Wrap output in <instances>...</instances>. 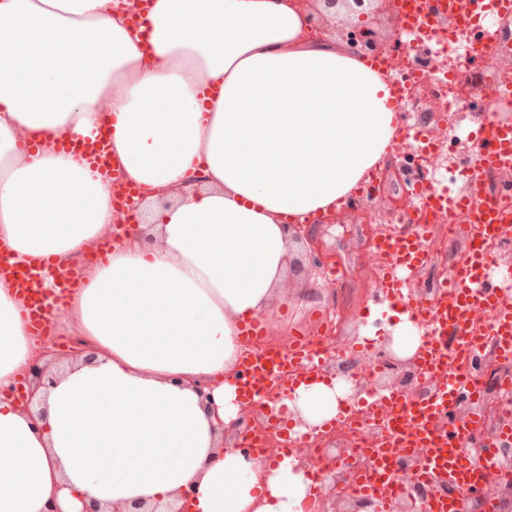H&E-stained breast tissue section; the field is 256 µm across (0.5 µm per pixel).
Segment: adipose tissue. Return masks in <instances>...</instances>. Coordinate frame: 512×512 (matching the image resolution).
<instances>
[{
    "mask_svg": "<svg viewBox=\"0 0 512 512\" xmlns=\"http://www.w3.org/2000/svg\"><path fill=\"white\" fill-rule=\"evenodd\" d=\"M399 127L387 74L310 35L297 0H151L135 28L117 0H0L11 261L66 271L112 231L111 180L60 141L108 130L145 194L144 224L80 268L63 304L93 360L60 363L31 413L0 395V512H304V462L222 447L240 421L241 328L298 299L290 224L339 211ZM42 350L0 280V392ZM352 393L298 383L282 400L291 436L339 419Z\"/></svg>",
    "mask_w": 512,
    "mask_h": 512,
    "instance_id": "adipose-tissue-1",
    "label": "adipose tissue"
}]
</instances>
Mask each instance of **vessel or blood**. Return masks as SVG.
I'll return each mask as SVG.
<instances>
[{"label":"vessel or blood","instance_id":"obj_1","mask_svg":"<svg viewBox=\"0 0 512 512\" xmlns=\"http://www.w3.org/2000/svg\"><path fill=\"white\" fill-rule=\"evenodd\" d=\"M396 8L409 46L429 49L446 27L477 25L490 17L511 16L512 0H396ZM475 139L466 166L469 191L457 192L436 184L421 187L416 194L417 210L435 220L466 215L471 246L463 254L447 291L430 301L417 297L405 303L413 320L432 328L417 360L431 392L409 402L394 392L379 400L385 433L379 444L369 448L371 467L352 472L351 480L357 492L383 504L403 494L404 489L397 482L398 465L401 458L416 453L421 454L422 461L411 477L413 484L419 486L444 474L455 489L454 494L431 498L428 512H462L463 494L489 487L496 473L494 450H486L480 457L465 450L466 443L483 427L481 414L474 412L462 420L450 416L458 399L475 388L472 376L453 365L458 341H465L471 355L476 356L485 341L491 340L503 356L512 358V269L499 267L489 248L490 242L512 233V205L484 188L487 176L512 169V124L482 119ZM65 149L74 160L88 163L100 173H109V134L69 142ZM407 222L404 233L372 244L375 251L389 259L380 287L394 295L403 278L414 274L428 259L423 246L426 225L412 216ZM34 270L31 263L19 265L0 259V278L14 281L32 330L40 335L51 327L50 305ZM259 341L256 326H248L240 381L245 400H258L272 382L281 389H291L302 375L318 368L317 363L307 360L308 344H300L298 361L291 365L276 351L260 348Z\"/></svg>","mask_w":512,"mask_h":512}]
</instances>
